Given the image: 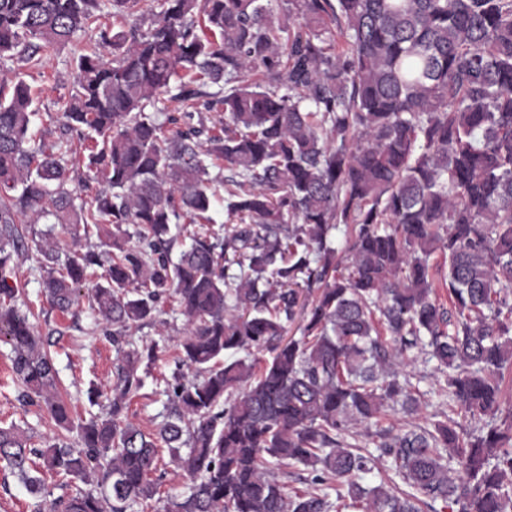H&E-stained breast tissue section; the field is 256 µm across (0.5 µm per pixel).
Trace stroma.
<instances>
[{
    "mask_svg": "<svg viewBox=\"0 0 512 512\" xmlns=\"http://www.w3.org/2000/svg\"><path fill=\"white\" fill-rule=\"evenodd\" d=\"M87 44V36L77 34L66 44L51 49L35 66L15 57H0V72L22 77L36 98L39 112L30 126L34 140L54 141L60 137L57 101L71 92L76 58ZM36 257L37 252L32 249L18 259L17 276L26 284L21 300L35 311L34 323L41 336L51 341L50 351L59 371L60 392L66 394L75 417H83L91 410L89 389L111 385L117 353L104 333L96 330L87 302H80L64 314L50 307L42 295ZM159 318L158 325L131 332L135 344L153 339L165 348L160 359L149 366L143 377L144 385L132 397L128 409L129 419L147 433L156 432L167 413L163 389L176 372L180 357L177 339L183 328V318L175 303L169 300L162 303ZM399 373L417 383L423 394L421 410L416 415L387 411L373 422L372 431L402 428L417 431L450 415L448 400L436 382L435 363L419 361L400 368ZM10 425L23 430L35 448L43 447L46 440L58 433L45 408L23 399L22 387L12 370L10 348L0 343V427Z\"/></svg>",
    "mask_w": 512,
    "mask_h": 512,
    "instance_id": "35a3bbf8",
    "label": "stroma"
}]
</instances>
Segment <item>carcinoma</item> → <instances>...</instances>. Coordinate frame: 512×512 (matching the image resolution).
Here are the masks:
<instances>
[{
    "mask_svg": "<svg viewBox=\"0 0 512 512\" xmlns=\"http://www.w3.org/2000/svg\"><path fill=\"white\" fill-rule=\"evenodd\" d=\"M110 2L134 18L128 30L101 27L100 0H0V56L37 65L89 35L59 107L77 148L33 142L28 85L0 77V340L28 400L75 433L34 448L0 427V463L35 498L45 473L80 482L42 512L152 500L157 512H421L427 499L509 512L512 412L498 413L512 384V0H288L277 24L275 0H149L146 18L140 0ZM185 78L218 87L203 103L222 106L218 130L190 112L171 133L157 121L166 98L201 97ZM80 147L92 196L78 204ZM218 164L231 172L224 241L186 236L211 223ZM28 215L104 232L108 252L63 248L51 229L36 247L62 312L103 269L89 309L112 344L176 303L192 375L173 374L157 433L124 419L142 364L163 353L155 340L123 352L96 393L107 411L76 422L58 395L54 360L16 303ZM414 349L436 361L451 409L488 418L480 429L449 417L369 432L387 408L419 411L397 372ZM255 353L268 355L258 371ZM362 435L379 438V455L347 442ZM163 446L187 480L164 499ZM273 462L310 468L311 488L289 491ZM384 469L393 477L359 482ZM332 480L347 485L334 502Z\"/></svg>",
    "mask_w": 512,
    "mask_h": 512,
    "instance_id": "carcinoma-1",
    "label": "carcinoma"
}]
</instances>
